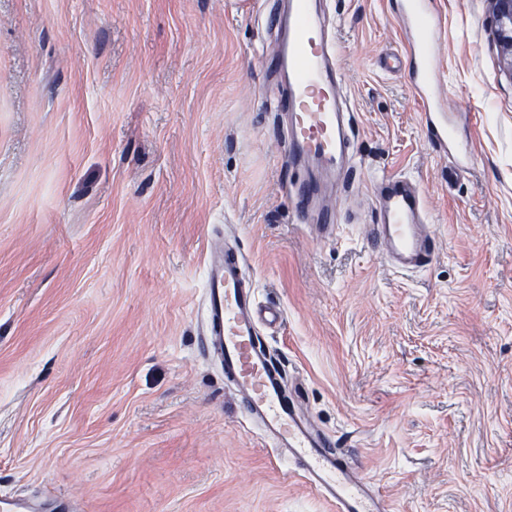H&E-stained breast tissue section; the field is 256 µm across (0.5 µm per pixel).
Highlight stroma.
I'll return each mask as SVG.
<instances>
[{
	"instance_id": "obj_1",
	"label": "stroma",
	"mask_w": 512,
	"mask_h": 512,
	"mask_svg": "<svg viewBox=\"0 0 512 512\" xmlns=\"http://www.w3.org/2000/svg\"><path fill=\"white\" fill-rule=\"evenodd\" d=\"M395 0H329L362 188L290 221L264 61L281 0H0V495L58 512H334L199 350L212 244L284 310L264 341L391 512H512V75L488 0H433L465 161L421 119ZM416 180L439 252L368 244ZM372 208L377 224L368 236L398 272L428 268L438 254L427 197L407 177H375L370 181Z\"/></svg>"
}]
</instances>
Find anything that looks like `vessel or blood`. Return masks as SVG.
I'll use <instances>...</instances> for the list:
<instances>
[{"instance_id": "vessel-or-blood-1", "label": "vessel or blood", "mask_w": 512, "mask_h": 512, "mask_svg": "<svg viewBox=\"0 0 512 512\" xmlns=\"http://www.w3.org/2000/svg\"><path fill=\"white\" fill-rule=\"evenodd\" d=\"M399 16L413 55L412 87L431 142L437 151H447L454 129L434 78L436 20L428 0H401ZM273 57L287 80L280 101L287 118L282 140L287 167L298 169L309 162L336 175L343 187H352L357 177L352 112L321 0H288L285 31ZM370 188L377 216L368 227L370 239L394 270L428 268L438 253V238L423 191L409 178L383 175L373 178ZM283 193L295 223L334 226L336 217L319 180L284 182ZM204 305L201 351L220 363L246 415L259 423L277 455L292 459L300 476L336 512H388L361 469L300 411L281 367L264 348L262 328L280 324L284 314L278 306L257 303L242 254L211 249Z\"/></svg>"}]
</instances>
